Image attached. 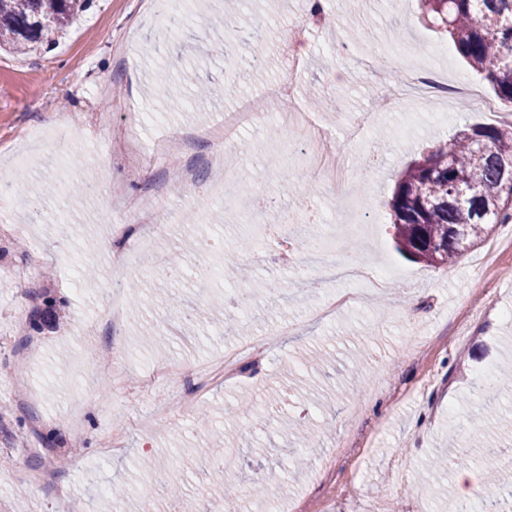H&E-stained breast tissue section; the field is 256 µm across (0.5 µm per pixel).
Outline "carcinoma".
Wrapping results in <instances>:
<instances>
[{"label":"carcinoma","instance_id":"cac0c4a2","mask_svg":"<svg viewBox=\"0 0 512 512\" xmlns=\"http://www.w3.org/2000/svg\"><path fill=\"white\" fill-rule=\"evenodd\" d=\"M424 19L512 104V0H419ZM93 0H0V45L29 51L53 42ZM396 250L428 265H450L494 224L512 222V123L471 125L415 160L398 179L390 204ZM481 512H496L512 487V469H486Z\"/></svg>","mask_w":512,"mask_h":512}]
</instances>
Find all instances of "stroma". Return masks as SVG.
<instances>
[{
    "mask_svg": "<svg viewBox=\"0 0 512 512\" xmlns=\"http://www.w3.org/2000/svg\"><path fill=\"white\" fill-rule=\"evenodd\" d=\"M202 6L221 19L219 34L198 21ZM310 7L238 0L227 22L224 0H93L55 44L0 51V178L27 180L0 203V512H142L148 498L154 512H212L209 476L223 461L195 449L216 427L241 451L224 474L238 512H265L248 492L258 476L296 512H449L458 498L455 449L493 440L512 452V433L496 420L512 418V386L488 401L470 396L478 377L512 364V252L490 268L478 265L477 248L448 266L410 261L394 248L387 208L410 161L488 116L461 101L436 116L401 103L352 144L351 158L370 163L345 190L283 175L307 167L286 111L339 139L352 113L402 73L391 47L420 56L447 48L435 60L446 76L466 77L488 95L493 88L426 25L417 0L399 10L386 0H323L330 32L302 27ZM175 15L177 37L163 50L171 78L194 69L227 95L190 112L176 97L164 113L146 44ZM355 29L354 53L337 54L334 39ZM296 33L308 56L292 72L280 48ZM257 42L265 66L250 70ZM284 77L296 96L270 97ZM262 96L263 116L225 149L228 169L207 167L210 141L193 144L186 160L207 179L183 204L176 170L148 145L220 124L241 98ZM133 110L162 117L133 126ZM103 113L109 125L99 124ZM120 132L146 147L137 175L111 145ZM90 180L97 196L73 206L69 186ZM161 184L159 205L173 223L129 266H115L110 243L130 248L147 233L130 222V208ZM268 191L308 240L334 243L338 262L389 268L370 305L306 320L356 284L304 265L257 264L242 251L252 236L243 200ZM267 282L292 303L271 306ZM214 298L225 317L208 313ZM285 321L298 323L297 334L244 358L234 380L210 385L194 414L157 416L171 392L191 388L195 370ZM173 364L184 377L158 385L157 373ZM283 420L306 426L311 445L283 431ZM114 431L118 448L104 450ZM148 459L166 482L142 469ZM116 486L130 487L131 500L113 499Z\"/></svg>",
    "mask_w": 512,
    "mask_h": 512,
    "instance_id": "obj_1",
    "label": "stroma"
}]
</instances>
